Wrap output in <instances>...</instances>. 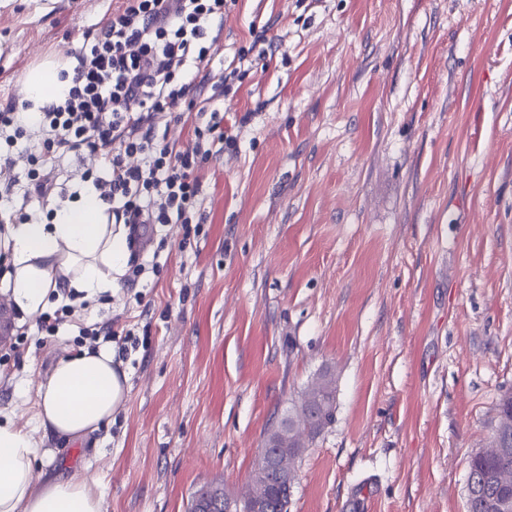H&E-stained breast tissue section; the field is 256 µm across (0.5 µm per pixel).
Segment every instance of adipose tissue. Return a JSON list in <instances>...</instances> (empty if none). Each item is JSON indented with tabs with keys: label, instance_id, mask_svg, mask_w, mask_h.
I'll return each instance as SVG.
<instances>
[{
	"label": "adipose tissue",
	"instance_id": "ef3b65f1",
	"mask_svg": "<svg viewBox=\"0 0 512 512\" xmlns=\"http://www.w3.org/2000/svg\"><path fill=\"white\" fill-rule=\"evenodd\" d=\"M68 89L55 64L31 69L24 81L28 120L62 100ZM0 249L13 266L0 277V292L29 315L49 309L66 288L93 298L118 287L130 256L127 227L109 223L106 204L89 185L75 204L55 209L51 223L6 225ZM36 391L33 427L10 419L0 423V512H102V499L89 481L39 482L33 468L41 433L81 440L111 421L127 398L125 371L104 345L60 359Z\"/></svg>",
	"mask_w": 512,
	"mask_h": 512
}]
</instances>
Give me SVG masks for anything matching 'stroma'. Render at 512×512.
Wrapping results in <instances>:
<instances>
[{"mask_svg":"<svg viewBox=\"0 0 512 512\" xmlns=\"http://www.w3.org/2000/svg\"><path fill=\"white\" fill-rule=\"evenodd\" d=\"M117 0H0V108L70 65ZM237 136L201 165L198 234L166 227L148 287L92 298L131 331L127 403L35 471L95 483L103 512L244 496L268 430L323 371L335 420L295 462L289 512H465L468 462L512 390V0H236L212 69L255 33ZM0 419L90 345L8 307ZM27 393H20V386Z\"/></svg>","mask_w":512,"mask_h":512,"instance_id":"35a3bbf8","label":"stroma"}]
</instances>
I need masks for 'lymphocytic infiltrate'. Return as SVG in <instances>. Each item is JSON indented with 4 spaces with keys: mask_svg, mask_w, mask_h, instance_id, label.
<instances>
[{
    "mask_svg": "<svg viewBox=\"0 0 512 512\" xmlns=\"http://www.w3.org/2000/svg\"><path fill=\"white\" fill-rule=\"evenodd\" d=\"M226 0H121L76 56L64 100L42 107L26 123L16 105L0 109V165L14 175L0 200L44 199L57 187L66 160L97 156L80 179L108 204L113 223L130 239L158 227L205 223L202 163L223 155L236 138L213 105L239 76L236 63L212 71ZM166 119L191 121L179 147L158 136Z\"/></svg>",
    "mask_w": 512,
    "mask_h": 512,
    "instance_id": "1",
    "label": "lymphocytic infiltrate"
}]
</instances>
